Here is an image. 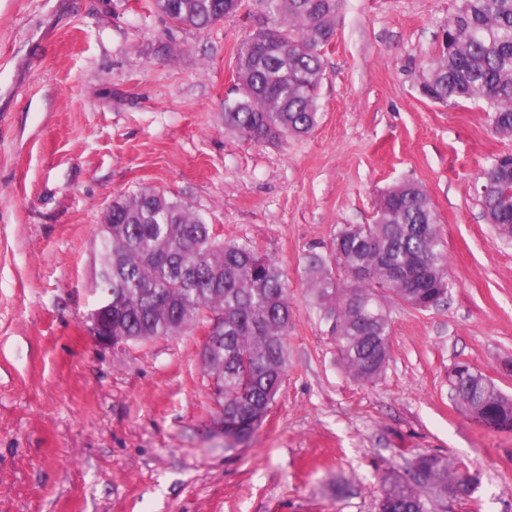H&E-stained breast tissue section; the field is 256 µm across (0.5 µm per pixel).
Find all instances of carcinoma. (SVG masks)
Instances as JSON below:
<instances>
[{
    "label": "carcinoma",
    "mask_w": 512,
    "mask_h": 512,
    "mask_svg": "<svg viewBox=\"0 0 512 512\" xmlns=\"http://www.w3.org/2000/svg\"><path fill=\"white\" fill-rule=\"evenodd\" d=\"M233 0H153L175 27L206 29L230 15ZM257 29L235 51L234 96L224 122L257 144L309 134L320 118L323 51L335 34L339 0H255ZM427 64L422 93L443 105L483 101L492 128L512 135V0H459ZM512 160L492 162L481 176L487 223L512 239ZM102 262L95 271L112 337L126 343L176 336L221 316L220 346L202 356L222 398L224 437L248 441L262 424L284 381L291 326L288 282L256 246L213 234L182 200L141 190L115 200L101 224ZM316 305L332 323L336 349L354 379L372 383L388 361L391 326L382 292L422 311L443 303L448 257L439 218L417 184L389 188L372 224L341 228L333 266L309 257ZM453 400L475 422L512 430V397L466 362L448 372ZM425 488L438 497L472 498L478 472H460L435 452L415 455ZM378 512H428L423 493L393 472L381 479Z\"/></svg>",
    "instance_id": "obj_1"
}]
</instances>
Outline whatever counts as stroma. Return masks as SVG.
<instances>
[{"label": "stroma", "instance_id": "stroma-1", "mask_svg": "<svg viewBox=\"0 0 512 512\" xmlns=\"http://www.w3.org/2000/svg\"><path fill=\"white\" fill-rule=\"evenodd\" d=\"M454 8L340 0L319 124L272 145L224 125L252 17L200 32L151 0H0V512H377L381 476L422 452L482 477L474 501L433 497L430 512H512V432L471 420L448 388L465 360L512 395V242L475 191L512 136L484 104L419 90ZM404 182L436 209L453 286L429 311L386 298L389 362L362 385L305 268ZM143 188L288 279V369L247 443L216 425L205 325L115 348L87 330L102 218Z\"/></svg>", "mask_w": 512, "mask_h": 512}]
</instances>
